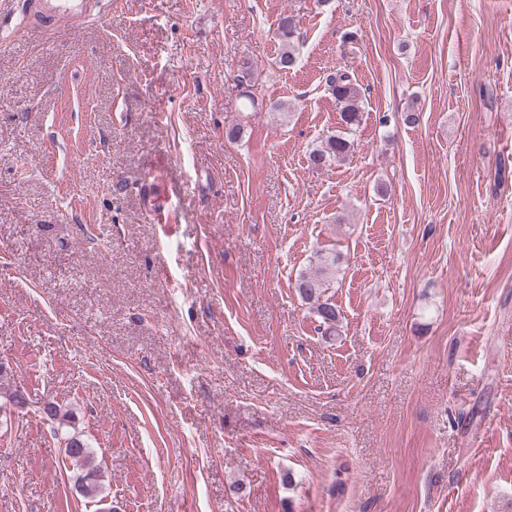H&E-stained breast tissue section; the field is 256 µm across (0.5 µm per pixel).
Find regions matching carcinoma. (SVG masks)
<instances>
[{"mask_svg": "<svg viewBox=\"0 0 512 512\" xmlns=\"http://www.w3.org/2000/svg\"><path fill=\"white\" fill-rule=\"evenodd\" d=\"M278 33L282 43L279 65L282 69H289L296 62L293 41L297 28L291 16H285L280 20ZM327 86L340 103L342 124L348 129L353 128L359 123L360 91L352 81L350 73L339 70L329 75ZM353 150L354 141L347 134L339 132L330 135L321 147L310 151L309 161L315 167H326L347 160ZM339 263L340 256L336 253L320 250L315 254V270L301 274L295 284L301 300L312 308L318 318L319 329L325 337L337 334L339 311L332 298L327 295V291ZM65 453L71 463L85 470V474L73 485L76 493L89 500L96 499L100 493V469L94 464V449L83 438L73 434L66 438Z\"/></svg>", "mask_w": 512, "mask_h": 512, "instance_id": "cac0c4a2", "label": "carcinoma"}]
</instances>
